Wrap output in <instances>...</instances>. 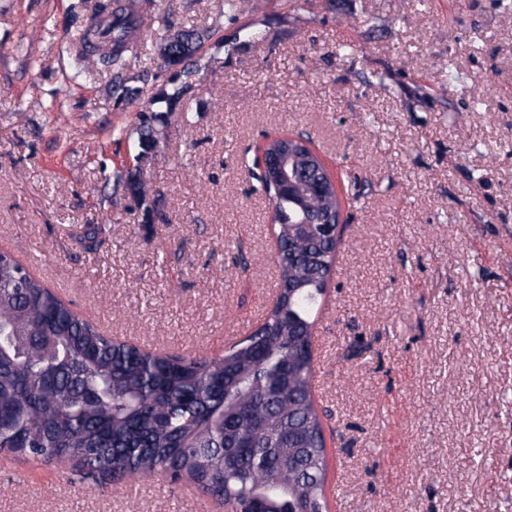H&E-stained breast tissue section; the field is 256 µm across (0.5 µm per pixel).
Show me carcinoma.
I'll return each mask as SVG.
<instances>
[{
    "mask_svg": "<svg viewBox=\"0 0 512 512\" xmlns=\"http://www.w3.org/2000/svg\"><path fill=\"white\" fill-rule=\"evenodd\" d=\"M159 36L176 73L140 113V161L158 141L157 105L173 112L193 87L208 30L172 31L146 21L135 2L100 0L76 48L79 71L112 70L126 85L125 54ZM294 175L271 205L282 249L277 304L258 334L220 357H186L114 340L69 308L13 256L0 263V451L46 465L68 461L82 478L122 484L161 476L191 481L238 512H324L325 437L312 393L311 312L327 286L337 243L325 222L339 206L300 171L304 143L288 141ZM143 197L134 175L114 186Z\"/></svg>",
    "mask_w": 512,
    "mask_h": 512,
    "instance_id": "1",
    "label": "carcinoma"
}]
</instances>
